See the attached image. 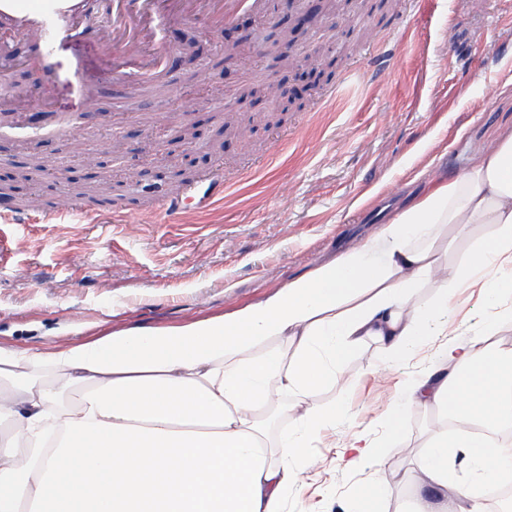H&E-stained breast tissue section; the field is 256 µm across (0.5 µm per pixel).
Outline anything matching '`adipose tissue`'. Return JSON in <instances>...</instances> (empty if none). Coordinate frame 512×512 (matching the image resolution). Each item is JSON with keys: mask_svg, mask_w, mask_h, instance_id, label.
Masks as SVG:
<instances>
[{"mask_svg": "<svg viewBox=\"0 0 512 512\" xmlns=\"http://www.w3.org/2000/svg\"><path fill=\"white\" fill-rule=\"evenodd\" d=\"M472 287L483 325L440 346L385 419L395 440L414 407L457 429L429 439L412 498L374 483L353 512H486L482 476L512 480V443L497 438L512 426V349L494 345L512 319V140L231 314L40 350L0 343V512H288L311 443L341 412L311 397L361 348L388 363L447 335L449 305ZM278 395L302 410L272 439L263 416ZM457 454L476 480L452 481Z\"/></svg>", "mask_w": 512, "mask_h": 512, "instance_id": "1", "label": "adipose tissue"}]
</instances>
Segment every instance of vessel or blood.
Returning a JSON list of instances; mask_svg holds the SVG:
<instances>
[{
    "label": "vessel or blood",
    "instance_id": "1",
    "mask_svg": "<svg viewBox=\"0 0 512 512\" xmlns=\"http://www.w3.org/2000/svg\"><path fill=\"white\" fill-rule=\"evenodd\" d=\"M259 0H111L106 21L112 27V52L108 62L113 74L157 76L172 60L170 50L147 55L127 53V46L155 40L158 27H167L197 13H205L214 22L232 24L246 12H257ZM96 22L88 0H0V31L22 27L40 37V55L51 64L58 44L85 36ZM30 124L48 130L50 136L65 141L72 127L70 119L34 113ZM42 214L4 200L0 202V221L12 224H36Z\"/></svg>",
    "mask_w": 512,
    "mask_h": 512
}]
</instances>
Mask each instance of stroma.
<instances>
[{
	"label": "stroma",
	"instance_id": "stroma-1",
	"mask_svg": "<svg viewBox=\"0 0 512 512\" xmlns=\"http://www.w3.org/2000/svg\"><path fill=\"white\" fill-rule=\"evenodd\" d=\"M285 0H265L264 17L245 14L231 29L203 16L159 32L174 45L168 95L144 89L135 75L114 77L101 52L112 34L98 25L55 52L50 80L32 67L38 36L27 31L0 47V100L13 111L77 117L65 141L15 129L0 138V177H11L29 153L53 155L74 175L95 173L114 142L113 166L123 193L121 221L76 216L54 175L19 183L13 195L40 192L41 209L58 221L0 223V340L22 349L90 339L130 328H168L258 302L355 245L409 205L434 179L463 176L495 144L512 135V0H400L380 4L355 25L351 11L323 7L324 18L298 35L292 54L335 44L353 31L358 45L341 57L328 87L305 81L274 59L275 26ZM261 74L295 94L298 105L279 125L225 142L224 109L245 111L238 88ZM193 125V144L175 142V127ZM224 151H216L218 143ZM223 174L229 189L211 210L187 206L166 220L139 189L158 185L157 168ZM479 289L448 310L450 329L470 333L486 317ZM336 386L313 396L344 411L322 431L288 512H350L372 483L399 494L402 475L438 429L437 415H408L396 441L383 420L417 359L379 364L375 347L356 351ZM354 434L379 449L355 466L340 460Z\"/></svg>",
	"mask_w": 512,
	"mask_h": 512
}]
</instances>
